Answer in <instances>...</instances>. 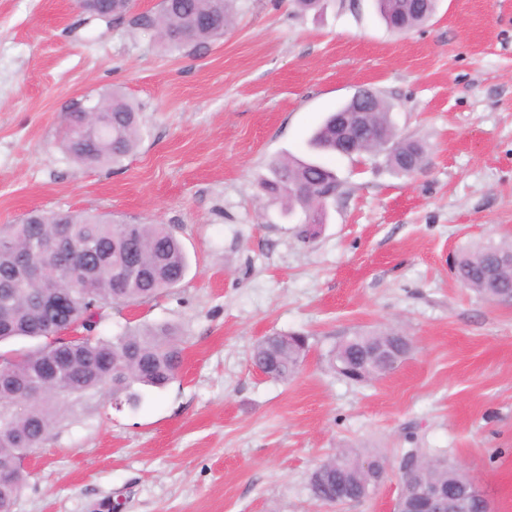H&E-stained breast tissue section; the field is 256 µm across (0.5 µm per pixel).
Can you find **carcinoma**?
I'll return each mask as SVG.
<instances>
[{
    "mask_svg": "<svg viewBox=\"0 0 512 512\" xmlns=\"http://www.w3.org/2000/svg\"><path fill=\"white\" fill-rule=\"evenodd\" d=\"M236 0H159L155 12L133 14L134 0H86L89 10L104 11L118 22L157 34L172 50L196 47L224 38L234 18ZM386 25L398 33L423 24L431 13L403 12L397 0H377ZM112 108V122L83 140L81 112L60 118L61 146L73 161L87 166L118 164L133 154L143 136L140 108L116 93L104 100ZM376 111L365 114L366 133L386 142L368 144L363 152L382 155L399 175L409 177L425 166L424 147L397 137L390 107L375 98ZM329 114L310 139L313 150L337 154L340 113ZM273 177L260 183L263 195L283 201L286 209L301 207L313 215L323 206L321 195L336 190V173L328 166L297 158L276 159ZM68 248L58 250L60 239ZM96 246L87 254L86 244ZM512 258V240L488 241L462 250L451 272L459 285L492 300L512 294V268L501 271L492 285L487 271L493 262ZM188 269L186 253L165 224H130L110 214L71 212L29 213L18 224L0 230V343L26 338L35 344L22 353L0 354V512L13 505L27 484L23 457L41 448L61 416V402L112 391L116 403L135 404L136 385L164 388L182 364L181 339L168 323L126 326L111 337L100 335L101 310L112 305L147 302L176 287ZM395 330L350 337L330 355V365L354 357L377 339ZM307 337L265 336L252 355L254 365L271 378L286 381L300 368ZM50 369L57 370L55 392L42 395L36 386ZM358 456L343 451L317 466L320 482H311L319 501L333 503L336 487L347 500L359 497L354 472ZM427 475L450 486L467 482L449 465L431 468Z\"/></svg>",
    "mask_w": 512,
    "mask_h": 512,
    "instance_id": "obj_1",
    "label": "carcinoma"
}]
</instances>
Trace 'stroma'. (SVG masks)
Wrapping results in <instances>:
<instances>
[{"instance_id":"stroma-1","label":"stroma","mask_w":512,"mask_h":512,"mask_svg":"<svg viewBox=\"0 0 512 512\" xmlns=\"http://www.w3.org/2000/svg\"><path fill=\"white\" fill-rule=\"evenodd\" d=\"M367 86L426 168L336 156L321 223L258 188L272 159L311 158L323 118ZM119 92L144 135L121 165L87 167L59 143L84 95ZM88 211L169 225L189 269L156 300L105 309L100 331L167 322L182 368L137 406L71 399L13 512H392L408 454L456 465L512 512V301L461 288L450 260L512 240V0H438L405 35L375 0H238L224 39L171 51L76 0H0V227ZM401 328L395 372L330 369L344 338ZM307 336L288 381L253 367L258 341ZM348 449L389 464L373 496L317 501L310 475Z\"/></svg>"}]
</instances>
